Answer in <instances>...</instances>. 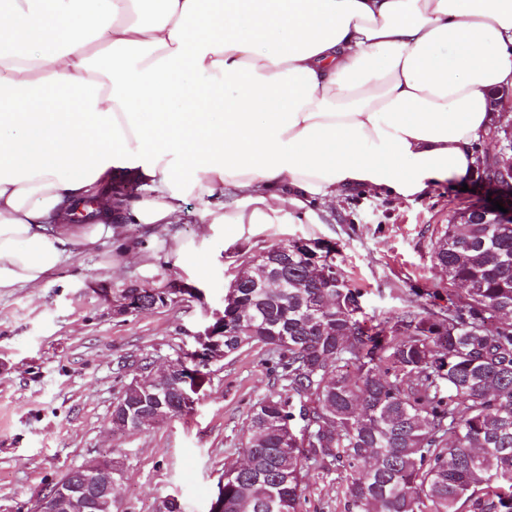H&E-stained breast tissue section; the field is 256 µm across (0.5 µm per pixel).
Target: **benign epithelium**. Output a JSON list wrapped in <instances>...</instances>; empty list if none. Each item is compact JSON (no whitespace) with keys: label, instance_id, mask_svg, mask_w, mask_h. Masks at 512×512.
Wrapping results in <instances>:
<instances>
[{"label":"benign epithelium","instance_id":"obj_1","mask_svg":"<svg viewBox=\"0 0 512 512\" xmlns=\"http://www.w3.org/2000/svg\"><path fill=\"white\" fill-rule=\"evenodd\" d=\"M489 138L502 145L501 156L492 163H482V178L489 184L512 191V156L506 157V152H512V120L504 122L503 116L495 117L489 131ZM502 206L508 209L504 213L492 209V205H478L465 215L466 224H512V194L506 196ZM192 292V289L179 282H173L169 288L146 292L149 298H144L141 290L126 289L123 302L118 312L121 314H136L147 305L156 310L166 307L174 295ZM203 346L202 358L197 363L196 371H191L186 358L168 362V369L159 374L143 377L141 383L155 388H166L176 382L186 385L179 389L187 404L194 402L193 395L197 394L205 384L209 373L203 368L210 363L224 359V313L214 314V323L200 334ZM127 414L124 402L117 401L109 419L110 429L120 431L126 429ZM121 473L120 463L110 456L94 457L85 461L77 473L54 485L48 492L37 497L34 512H113L117 475Z\"/></svg>","mask_w":512,"mask_h":512}]
</instances>
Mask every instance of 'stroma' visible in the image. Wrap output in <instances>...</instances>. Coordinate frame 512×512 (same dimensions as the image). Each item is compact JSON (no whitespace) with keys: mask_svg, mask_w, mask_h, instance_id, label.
Here are the masks:
<instances>
[{"mask_svg":"<svg viewBox=\"0 0 512 512\" xmlns=\"http://www.w3.org/2000/svg\"><path fill=\"white\" fill-rule=\"evenodd\" d=\"M467 191L444 183L403 198L357 190L317 205L319 221L197 223L203 203L188 199L180 223L128 227L142 257L105 241L72 256L38 288L0 294V512H33L37 497L87 459L121 463L114 512H210L225 469L243 459L244 425L273 383L268 355L245 348L210 365V380L189 412L138 432L111 431L121 391L143 362L163 365L198 347L224 307L225 291L248 262L282 243L307 240L329 252L362 292L376 325L409 306L448 303L449 285L433 259L439 231L460 209L499 200L480 173ZM205 240L204 254L176 263L172 239ZM180 281L195 295L145 315H119L125 288ZM339 471L311 468L301 512H344Z\"/></svg>","mask_w":512,"mask_h":512,"instance_id":"stroma-1","label":"stroma"}]
</instances>
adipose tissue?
Returning <instances> with one entry per match:
<instances>
[{"label": "adipose tissue", "instance_id": "1", "mask_svg": "<svg viewBox=\"0 0 512 512\" xmlns=\"http://www.w3.org/2000/svg\"><path fill=\"white\" fill-rule=\"evenodd\" d=\"M510 86L512 0H0V293L191 196L203 224L313 223L465 180Z\"/></svg>", "mask_w": 512, "mask_h": 512}]
</instances>
